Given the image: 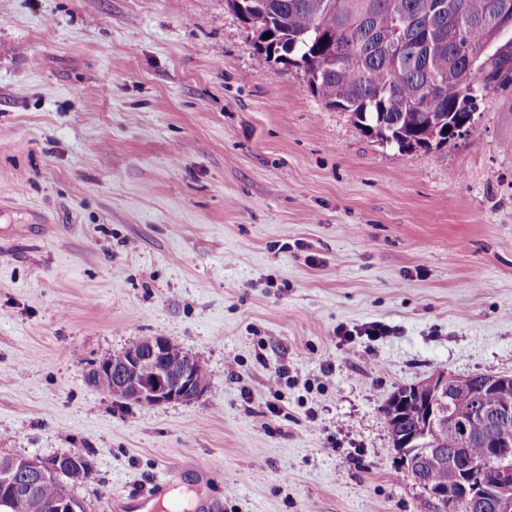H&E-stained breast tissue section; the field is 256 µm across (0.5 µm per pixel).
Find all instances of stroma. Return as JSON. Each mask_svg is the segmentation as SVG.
<instances>
[{"mask_svg":"<svg viewBox=\"0 0 512 512\" xmlns=\"http://www.w3.org/2000/svg\"><path fill=\"white\" fill-rule=\"evenodd\" d=\"M254 39L227 0H0V455L87 449V512L174 465L168 508L436 512L383 407L512 376V85L401 151ZM144 336L199 357L198 400L87 382Z\"/></svg>","mask_w":512,"mask_h":512,"instance_id":"obj_1","label":"stroma"}]
</instances>
